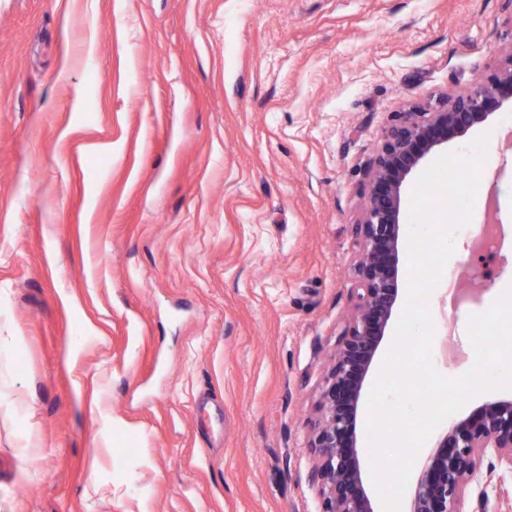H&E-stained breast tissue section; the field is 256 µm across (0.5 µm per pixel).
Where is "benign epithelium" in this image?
<instances>
[{"mask_svg": "<svg viewBox=\"0 0 512 512\" xmlns=\"http://www.w3.org/2000/svg\"><path fill=\"white\" fill-rule=\"evenodd\" d=\"M512 103V55L486 80L457 95H445L402 112L366 166L367 195L359 223L357 302L320 389V417L312 423L309 448L316 457L309 481L321 512H379L363 479L364 449L356 420L364 386L389 323L399 306L398 270L404 239L402 193L410 177L449 140L466 135L489 115ZM471 262L494 280V258L472 247ZM512 474V396L485 401L448 425L427 455L405 512H462L465 498L485 508L482 465Z\"/></svg>", "mask_w": 512, "mask_h": 512, "instance_id": "1", "label": "benign epithelium"}]
</instances>
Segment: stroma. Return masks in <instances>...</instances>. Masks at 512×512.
<instances>
[{"label":"stroma","mask_w":512,"mask_h":512,"mask_svg":"<svg viewBox=\"0 0 512 512\" xmlns=\"http://www.w3.org/2000/svg\"><path fill=\"white\" fill-rule=\"evenodd\" d=\"M511 54L512 0H0V512H319L366 164ZM483 133L499 295L512 118L447 148ZM429 308L461 377L486 298Z\"/></svg>","instance_id":"stroma-1"}]
</instances>
